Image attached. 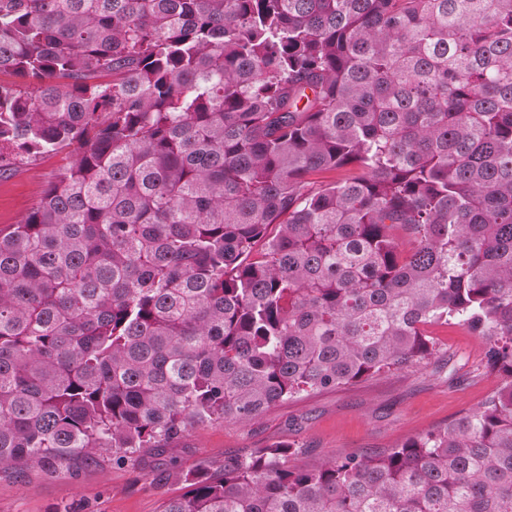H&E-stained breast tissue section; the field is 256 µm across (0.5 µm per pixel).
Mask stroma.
Listing matches in <instances>:
<instances>
[{
	"label": "stroma",
	"instance_id": "35a3bbf8",
	"mask_svg": "<svg viewBox=\"0 0 512 512\" xmlns=\"http://www.w3.org/2000/svg\"><path fill=\"white\" fill-rule=\"evenodd\" d=\"M64 164L63 155L50 153L0 178V228L18 223ZM433 335L436 353L420 364L288 400L245 425L196 426L135 464L107 456L56 474L0 473V512H161L165 500L183 493L182 472L220 466L230 454L282 442L296 448L289 465L313 466L445 426L481 404L499 378L486 366L482 339L467 327L440 325Z\"/></svg>",
	"mask_w": 512,
	"mask_h": 512
}]
</instances>
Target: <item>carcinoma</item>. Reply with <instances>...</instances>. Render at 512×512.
<instances>
[{
  "mask_svg": "<svg viewBox=\"0 0 512 512\" xmlns=\"http://www.w3.org/2000/svg\"><path fill=\"white\" fill-rule=\"evenodd\" d=\"M0 471L485 341L499 386L377 454L273 443L163 512H512V0H0ZM342 177L320 183L313 176ZM67 163L64 154H45L0 178V228L17 224L36 204L44 186Z\"/></svg>",
  "mask_w": 512,
  "mask_h": 512,
  "instance_id": "cac0c4a2",
  "label": "carcinoma"
}]
</instances>
